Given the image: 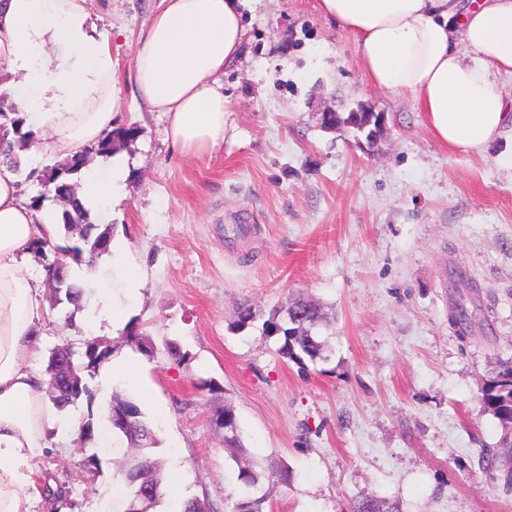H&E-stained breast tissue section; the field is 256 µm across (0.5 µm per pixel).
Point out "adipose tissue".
I'll return each instance as SVG.
<instances>
[{"mask_svg": "<svg viewBox=\"0 0 512 512\" xmlns=\"http://www.w3.org/2000/svg\"><path fill=\"white\" fill-rule=\"evenodd\" d=\"M319 10L352 33L359 64L382 90L414 96L433 137L452 151L479 150L512 124L497 74H512V0H320ZM245 46L241 0H158L136 44L137 97L165 113L169 137L187 158L224 141L228 102L218 81ZM45 58L34 69L37 58ZM6 88L35 78L19 99L45 149L22 153L23 167L43 152L71 160L116 126L112 45L88 0H0V77ZM78 198L91 216L126 197L122 155L83 166ZM61 212L25 202L17 176L0 164V512H29L30 473L50 444L68 445L79 422L50 411L43 379L28 363L46 334L32 248L59 245ZM73 280L93 289L85 326L120 321L98 266L71 264Z\"/></svg>", "mask_w": 512, "mask_h": 512, "instance_id": "obj_1", "label": "adipose tissue"}]
</instances>
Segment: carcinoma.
<instances>
[{
    "label": "carcinoma",
    "mask_w": 512,
    "mask_h": 512,
    "mask_svg": "<svg viewBox=\"0 0 512 512\" xmlns=\"http://www.w3.org/2000/svg\"><path fill=\"white\" fill-rule=\"evenodd\" d=\"M25 118L18 110L0 106V156L9 168L22 173L19 152L26 149L33 133L24 130ZM136 133L134 127H118L106 134L96 153L109 155L110 151L123 146ZM81 163H58L43 171L48 194L63 203V227L66 231H78L83 243L81 247H67L55 256L53 264L45 266L46 277L53 288L56 304L67 302L79 305L83 289L70 282L69 262L80 263L84 255L96 258L108 251L112 239V225H100L88 217V210L76 199L74 187L65 182V177L79 173ZM46 194V195H48ZM41 195V198H46ZM255 312L248 304H242L229 330L240 333L253 325ZM325 316L322 309L299 296H289L285 303L274 308L264 322L265 336L279 337L278 356L307 368L306 362L315 363L328 359V340L321 334ZM60 347L50 350L45 368L46 393L49 401L58 409H64L89 395V389L76 368L73 357H60ZM109 346L92 341L86 344L83 369L98 370L100 364L109 358ZM480 402L490 412L502 429L512 424V361H501L484 382L480 391ZM216 418L224 419V427L236 431L237 437L224 441V447L238 466V496L230 512H263L269 490L264 483L288 485L292 470L281 459L271 460L266 468L258 471L251 463L241 460L245 452L237 418L226 406L216 411ZM112 448L116 456L114 477L124 489L122 499L116 501L112 512H134V506L141 504L145 512H155L166 494L162 479V461L155 454L157 439L152 424L141 408L129 397L115 392L112 394ZM350 512H399L396 505L384 500L366 499L353 502Z\"/></svg>",
    "instance_id": "1"
}]
</instances>
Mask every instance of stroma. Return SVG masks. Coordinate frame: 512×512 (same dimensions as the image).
Segmentation results:
<instances>
[{"label": "stroma", "instance_id": "35a3bbf8", "mask_svg": "<svg viewBox=\"0 0 512 512\" xmlns=\"http://www.w3.org/2000/svg\"><path fill=\"white\" fill-rule=\"evenodd\" d=\"M157 0H89L112 41L126 199L112 236L139 256L142 288L105 280L126 327L102 328L114 356L137 363L125 393L155 426L156 452L180 493L229 512L237 465L215 410L231 404L252 457L294 471L264 512H349L382 497L401 512H512V471L498 420L480 389L495 359L512 358V129L482 151L451 152L429 133L408 93L374 88L354 36L322 18L318 0H245L249 54L220 81L230 103L222 146L189 160L168 120L134 95L135 44ZM371 104L386 116L376 144L321 128L325 110ZM249 232L233 236L237 218ZM473 281L460 287L457 277ZM321 305L333 326L327 361L300 369L258 326L233 333L241 304L260 321L288 295ZM44 287V368L50 347L82 354L79 308ZM466 335L450 322L458 301ZM154 352H136L127 329ZM181 350L167 352V342ZM93 444L50 448L34 465L31 512H109L112 456L87 481ZM496 455L493 468L482 459Z\"/></svg>", "mask_w": 512, "mask_h": 512}]
</instances>
